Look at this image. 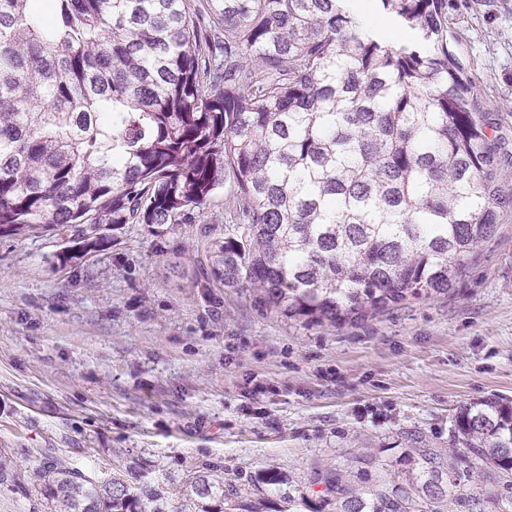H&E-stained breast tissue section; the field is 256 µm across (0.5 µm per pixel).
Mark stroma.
<instances>
[{"mask_svg":"<svg viewBox=\"0 0 512 512\" xmlns=\"http://www.w3.org/2000/svg\"><path fill=\"white\" fill-rule=\"evenodd\" d=\"M448 48L512 150V0H448ZM227 191L192 223L128 224L61 262L69 237L0 236V449L101 477L205 463L263 512H336L356 488L451 452L457 407L512 400V210L448 293L339 326L258 308L212 272Z\"/></svg>","mask_w":512,"mask_h":512,"instance_id":"obj_1","label":"stroma"}]
</instances>
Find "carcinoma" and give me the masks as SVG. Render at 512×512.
<instances>
[{
    "label": "carcinoma",
    "mask_w": 512,
    "mask_h": 512,
    "mask_svg": "<svg viewBox=\"0 0 512 512\" xmlns=\"http://www.w3.org/2000/svg\"><path fill=\"white\" fill-rule=\"evenodd\" d=\"M416 41L362 29L346 0H0V229L69 231L83 251L127 224H181L231 180L216 251L226 288L288 322L341 325L446 294L512 190L504 142L448 52V0H376ZM101 230L92 244L81 226ZM456 461L512 482V403L462 405ZM179 485L144 461L104 478L57 458L0 485L54 512H224V476ZM336 512H424L460 486L432 453ZM499 494L458 495L491 512Z\"/></svg>",
    "instance_id": "carcinoma-1"
}]
</instances>
